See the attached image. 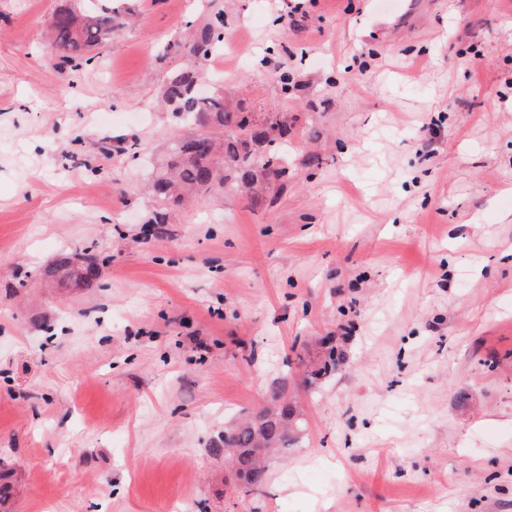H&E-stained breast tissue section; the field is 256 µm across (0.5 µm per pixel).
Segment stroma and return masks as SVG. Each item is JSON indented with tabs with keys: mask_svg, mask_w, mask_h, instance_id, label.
<instances>
[{
	"mask_svg": "<svg viewBox=\"0 0 512 512\" xmlns=\"http://www.w3.org/2000/svg\"><path fill=\"white\" fill-rule=\"evenodd\" d=\"M65 2L0 0V512H512V0H112L76 71ZM218 17L203 85L287 119L288 173L149 233ZM278 386L307 431L247 495L224 429ZM112 8H60L52 21L50 32V57L59 67L70 66L73 70L82 65L85 52L105 42L112 30L121 24ZM345 355L340 344L326 345L320 360V365L312 369L306 376L307 383L311 387H317L327 378L333 375L344 363Z\"/></svg>",
	"mask_w": 512,
	"mask_h": 512,
	"instance_id": "stroma-1",
	"label": "stroma"
}]
</instances>
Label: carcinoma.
<instances>
[{"mask_svg": "<svg viewBox=\"0 0 512 512\" xmlns=\"http://www.w3.org/2000/svg\"><path fill=\"white\" fill-rule=\"evenodd\" d=\"M121 24L110 8L59 9L52 21L50 57L59 67L78 69L85 52L105 42ZM224 21L203 27L189 44L186 67L175 75L165 89V100L173 117L194 126L196 132L175 141L166 171L152 181L151 191L159 208L148 220L150 224L167 223L165 206L182 196L233 181L242 186L273 182L287 173L286 152L288 125L278 119L261 125L252 113L232 111L224 99V88L208 95L197 90L196 58L210 56L222 43ZM345 355L338 344L325 346L320 365L306 376L317 387L344 363ZM274 406L231 430L224 441L225 459L237 468V477L254 494L267 483L268 454L288 449L298 443L305 432V419L296 406L285 403L279 388L271 392Z\"/></svg>", "mask_w": 512, "mask_h": 512, "instance_id": "cac0c4a2", "label": "carcinoma"}]
</instances>
